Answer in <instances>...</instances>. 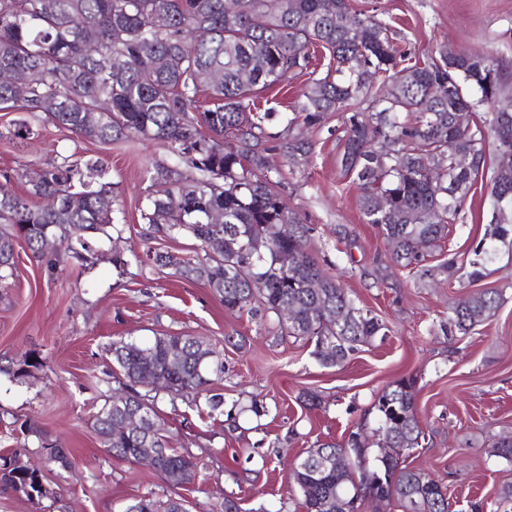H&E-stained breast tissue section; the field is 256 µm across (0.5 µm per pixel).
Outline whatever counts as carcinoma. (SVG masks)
Instances as JSON below:
<instances>
[{"mask_svg": "<svg viewBox=\"0 0 512 512\" xmlns=\"http://www.w3.org/2000/svg\"><path fill=\"white\" fill-rule=\"evenodd\" d=\"M315 47L329 52L333 72L304 86L297 111H257V94L308 70ZM2 69L27 77L22 95L0 81V110L25 114L11 131L16 138L50 121L104 144L164 143L169 160L154 166L151 180L166 190L147 197L141 218L168 240L194 238L204 255L150 251L152 266L203 283L225 309L269 322L283 338L314 344V357L326 367L344 364L388 327L356 306L319 264L314 228L288 209L270 155L293 165L313 154V144L292 136V128L341 114L340 166L362 192L364 220L392 247L395 264L421 282L448 270L425 261L447 238L485 161L484 133L465 88L480 92L497 152L512 155V98L502 94L495 59L439 48L413 62L393 44L385 21L353 9L350 0H234L230 7L225 0H0ZM150 71L154 78L146 82ZM204 94L213 107L202 110ZM103 174L99 158L75 163L63 156L28 179L23 195L0 187L1 282L15 274L18 240L51 277L64 257L45 251L47 238L67 241L84 263L101 259L99 244L122 232ZM490 196L512 202V166L494 170ZM284 253L293 257L287 267ZM313 281L320 287H309ZM500 304L493 289L470 296L452 309L448 334L467 335ZM286 308L293 311L288 320ZM110 352L125 389L94 418L105 451L133 463L149 448L156 472L176 486L194 483L196 466L171 448L157 396L137 386L160 379L171 398L195 404L203 397L216 411L224 395L210 386L224 374L220 352L203 337L174 334L144 346L121 338ZM35 367L25 355L0 365V373L25 376ZM135 413L146 416L144 425L125 430ZM19 431L39 436L46 464L67 467L58 440L25 422ZM422 437L415 384L399 380L376 395L345 440L299 456L290 479L306 512H348L366 493L402 512H450L447 488L406 464ZM0 482L28 497L47 495L42 468L19 448L0 455ZM181 500L143 496L124 512H180ZM490 512H512V484L496 492Z\"/></svg>", "mask_w": 512, "mask_h": 512, "instance_id": "obj_1", "label": "carcinoma"}]
</instances>
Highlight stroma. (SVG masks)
I'll return each mask as SVG.
<instances>
[{
	"label": "stroma",
	"instance_id": "35a3bbf8",
	"mask_svg": "<svg viewBox=\"0 0 512 512\" xmlns=\"http://www.w3.org/2000/svg\"><path fill=\"white\" fill-rule=\"evenodd\" d=\"M355 9L378 15L395 44L416 57L443 45L466 54L493 55L512 95V0H352ZM19 114L0 111V184L16 193L57 156L103 158L119 209L122 237L116 247L129 264L111 257L82 266L68 259L49 277L24 242L15 244L16 273L0 286V359L36 356L28 375L0 374V453L42 450L36 436L13 433L28 421L59 440L68 468L45 469L47 497L28 499L0 487V512H123L134 498L163 500L178 494L190 512H213L235 496L241 512H306L290 483L297 456L319 441H339L360 421L375 395L400 379L416 383V405L425 440L410 466L431 472L448 489L455 512L493 499L512 484V463L493 454L494 443L512 436V236L494 226L490 181L499 157L493 133L485 135V163L467 198L462 220L427 263L451 262L448 274L418 285L395 268L374 225L365 223L361 192L339 164L343 125L339 114L322 125L297 126L314 144L310 164L280 163L289 206L313 227L314 244L326 268L348 289L357 306L372 310L389 327L384 340L363 347L345 365L326 367L301 341L281 340L247 313H229L205 285L173 276L169 269L138 267L134 256L162 249L182 257L201 251L195 240L146 237L140 210L155 186L150 173L167 155L153 141L104 145L52 124L34 126L30 138L7 135ZM484 288L502 297L495 316L465 338L443 331L458 303ZM161 333L201 336L215 343L225 372L213 384L225 406L242 413L228 428L219 413L182 399H159L157 408L170 445L196 464L199 478L178 488L149 466L108 456L93 429V417L119 383L112 376V341L149 342ZM321 404L309 407L305 393ZM263 404L264 415L250 412Z\"/></svg>",
	"mask_w": 512,
	"mask_h": 512
}]
</instances>
